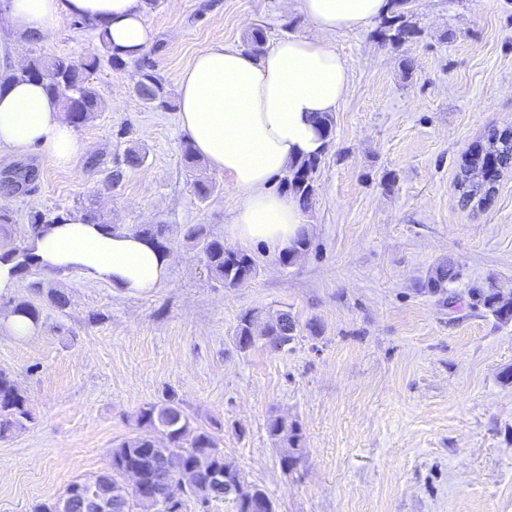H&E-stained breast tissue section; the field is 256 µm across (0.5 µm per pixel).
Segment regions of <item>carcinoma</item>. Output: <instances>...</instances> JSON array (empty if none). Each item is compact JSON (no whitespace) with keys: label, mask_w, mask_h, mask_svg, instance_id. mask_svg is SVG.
Masks as SVG:
<instances>
[{"label":"carcinoma","mask_w":512,"mask_h":512,"mask_svg":"<svg viewBox=\"0 0 512 512\" xmlns=\"http://www.w3.org/2000/svg\"><path fill=\"white\" fill-rule=\"evenodd\" d=\"M415 34V27L404 8V0H391L390 14L383 18L379 35L393 45H399ZM99 67V58L89 56L82 61L69 57H54L46 60L35 56L20 68L5 66L0 68V92L8 89L20 80L38 81L44 84L46 91L56 98L70 122L81 126L103 110V101L91 82L92 75ZM144 71L136 87L137 96L144 103L160 108L172 107L170 93L163 79L149 64H143ZM488 147L477 152L470 151L462 157L460 169L464 178L459 180L461 198L467 204L476 206L486 204L495 192L496 178L505 168L512 166V135L503 137L492 130L488 136ZM322 155L316 154L292 162L282 180L283 188L292 194L301 207L310 205L315 195L314 174L320 167ZM144 156L129 149L124 154L122 165L111 172L112 183L117 184L123 177V170L136 168L143 164ZM32 181V172L24 168H15L3 172V183L16 191H22ZM58 218L46 219L40 213L30 216L26 240L0 252V262L14 263L15 272L25 277L36 267L28 240L49 230ZM132 232L151 240L155 245L168 252L170 240L159 225L142 224ZM184 238L193 244L202 255V263L207 273L224 283L226 287H238L250 281L256 273L254 258L239 250L224 247V239L214 236L197 224L185 229ZM485 305L493 316L503 322L512 320V306L502 305L497 297L485 298ZM253 316L243 315L236 330L235 340L240 349L253 347L258 340L271 349H282L295 339L297 331L295 320L286 312H280L267 321L265 333L253 335ZM32 420V413L26 397L20 392L11 377L0 370V438H7L14 432L26 427ZM137 433L121 441L112 449L110 461L98 474L72 482L64 492L32 505L31 512H55V504L66 497L75 486L95 490L100 483L118 484L127 471L140 475L146 487L161 488L174 476L171 459L176 457L179 463H192L206 453L218 464H224V440L203 426H195L193 419L185 413L180 403L172 398L161 404H148L140 408L137 414ZM271 437L282 440L291 448L300 447L301 434L297 429L281 430L280 420L273 419L268 426ZM166 434L167 446H156V435ZM186 498L193 499L199 507L206 509L211 502L224 498L202 476L196 487ZM113 512H171L170 507L160 495H149L144 490L130 492L115 502Z\"/></svg>","instance_id":"obj_1"}]
</instances>
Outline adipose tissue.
Masks as SVG:
<instances>
[{
	"label": "adipose tissue",
	"instance_id": "adipose-tissue-1",
	"mask_svg": "<svg viewBox=\"0 0 512 512\" xmlns=\"http://www.w3.org/2000/svg\"><path fill=\"white\" fill-rule=\"evenodd\" d=\"M311 31L279 40L269 50L216 45L195 55L179 81L181 128L211 170L236 190L229 232L268 253L288 250L307 231L293 195L272 190L271 180L292 160L323 152L328 140L317 116L335 112L350 81L346 60L324 38L368 27L386 15L389 0H282ZM84 18L105 30L113 54L138 58L153 42L144 0H9L0 26L32 38L46 35L60 15ZM38 148L59 167L70 166L77 141L58 101L42 84L19 81L0 93V150ZM37 266L77 272L127 294L160 288L170 254L126 231L103 232L72 215L30 242Z\"/></svg>",
	"mask_w": 512,
	"mask_h": 512
}]
</instances>
